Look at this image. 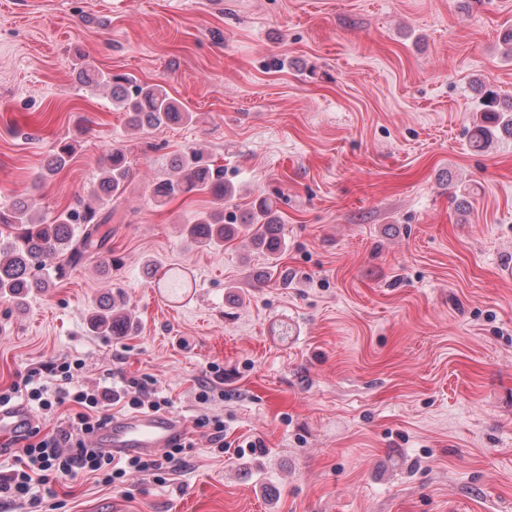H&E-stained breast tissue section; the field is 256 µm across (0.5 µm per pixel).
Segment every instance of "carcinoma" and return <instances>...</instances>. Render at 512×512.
<instances>
[{"label": "carcinoma", "mask_w": 512, "mask_h": 512, "mask_svg": "<svg viewBox=\"0 0 512 512\" xmlns=\"http://www.w3.org/2000/svg\"><path fill=\"white\" fill-rule=\"evenodd\" d=\"M81 75L87 86L112 89L113 104L127 115V125L137 135L192 118V113L182 111L161 84H138L127 77L107 76L91 67L82 69ZM487 112V124H477L470 131V145L476 150L485 148L500 127L512 134V117L499 109V103L489 100ZM72 152L71 144H60L41 177L47 178L62 169ZM173 169V175L155 184V201L164 202L195 190L211 193L218 204L210 211L198 213L185 225L188 237L202 247L219 250L224 241L244 231L253 244L269 255L279 253L283 243L281 224L269 201H256L244 223L238 226L224 220V202L233 196L232 187L224 182V167L209 163L200 150L189 148L176 159ZM130 175L125 150L110 149L92 185V197L102 204L119 198ZM111 220L112 213L102 214L89 204L63 212L49 223L34 221L29 205L22 200L0 207V297L20 305L32 290L49 287L52 272L81 263L110 235L104 226ZM92 328L98 334L127 333L133 330V322L129 316L116 315L111 307L104 306L92 317Z\"/></svg>", "instance_id": "obj_1"}]
</instances>
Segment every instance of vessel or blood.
<instances>
[{
  "label": "vessel or blood",
  "instance_id": "vessel-or-blood-1",
  "mask_svg": "<svg viewBox=\"0 0 512 512\" xmlns=\"http://www.w3.org/2000/svg\"><path fill=\"white\" fill-rule=\"evenodd\" d=\"M31 421L24 404L0 407V435H12L26 429ZM184 432L180 417L151 411L113 417L97 432L93 444L113 454L152 453L170 447Z\"/></svg>",
  "mask_w": 512,
  "mask_h": 512
}]
</instances>
